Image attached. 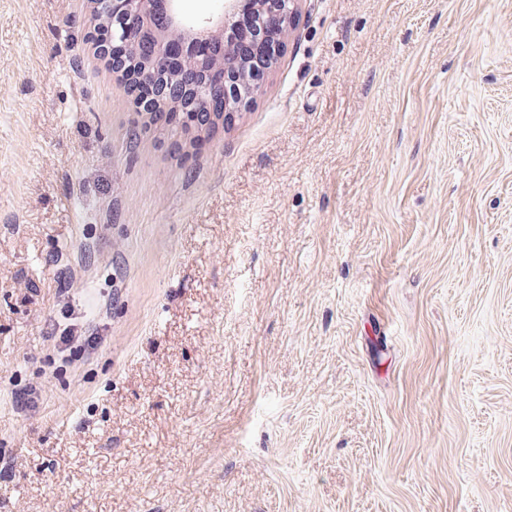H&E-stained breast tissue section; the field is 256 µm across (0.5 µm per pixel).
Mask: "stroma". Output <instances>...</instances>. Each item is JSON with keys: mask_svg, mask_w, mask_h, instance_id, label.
Segmentation results:
<instances>
[{"mask_svg": "<svg viewBox=\"0 0 512 512\" xmlns=\"http://www.w3.org/2000/svg\"><path fill=\"white\" fill-rule=\"evenodd\" d=\"M298 8L201 137L0 0V512H512V0ZM82 336H70L69 334H64L63 336H59V339L56 340L55 348L61 354L68 352L65 356L66 360H72L75 358L82 357L88 348H91L93 342L96 341L97 336H84V339L79 342V339Z\"/></svg>", "mask_w": 512, "mask_h": 512, "instance_id": "obj_1", "label": "stroma"}]
</instances>
